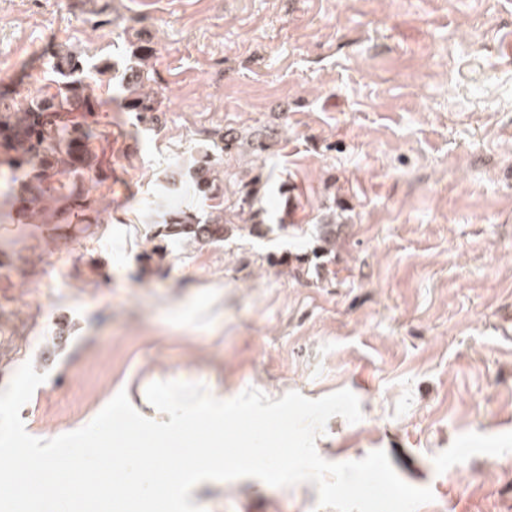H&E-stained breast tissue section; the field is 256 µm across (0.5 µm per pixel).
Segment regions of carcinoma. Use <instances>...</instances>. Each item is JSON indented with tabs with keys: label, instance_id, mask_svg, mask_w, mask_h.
Here are the masks:
<instances>
[{
	"label": "carcinoma",
	"instance_id": "cac0c4a2",
	"mask_svg": "<svg viewBox=\"0 0 512 512\" xmlns=\"http://www.w3.org/2000/svg\"><path fill=\"white\" fill-rule=\"evenodd\" d=\"M155 55L153 46L136 44L133 56L138 65L127 71V80L121 83L128 92L124 106L138 113L143 122L153 120L152 113L160 111L162 104L158 93L147 89L148 66ZM111 68L108 60L90 66L80 55L59 50L52 60L55 92L46 91L29 99L0 96V179L6 176L12 183L21 182L19 193L14 195L18 223H28L38 204L60 198L65 201L68 215L78 218L80 224L90 223L91 200L75 185L68 193H62L65 185L57 183L55 177L63 168L75 175L92 169L89 144L95 138V130L87 123L65 119L63 113L94 111L98 101L90 93L91 86ZM237 141L235 132L216 130L210 144L197 151L188 167L176 165L165 174V188L169 191L178 190L184 178H189L195 193L209 202L211 212L204 216L187 208L168 209L158 220L163 236L208 244L224 241L241 230L258 237L270 232L271 227L260 219V213L251 211L257 194L253 188L245 190L236 211L230 215L224 211V186L215 175L216 165L224 149ZM245 212L249 223H235L234 219ZM318 241L321 245L314 250L316 255H326L336 246L333 220L320 225Z\"/></svg>",
	"mask_w": 512,
	"mask_h": 512
}]
</instances>
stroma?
<instances>
[{"mask_svg": "<svg viewBox=\"0 0 512 512\" xmlns=\"http://www.w3.org/2000/svg\"><path fill=\"white\" fill-rule=\"evenodd\" d=\"M512 0H0V90L31 97L52 54L132 64L152 42L154 123L102 76L93 165L97 223H17L0 195V390L25 362L47 379L20 416L51 439L126 391L144 416L155 381L232 399L347 389L363 417H332L330 462L386 451L430 488L418 512H512V64L497 44ZM240 136L218 166L227 203L260 177L267 237L154 247L151 211L214 130ZM268 135L256 155L246 142ZM290 196H282L281 185ZM335 218L336 247L310 255ZM309 255L302 271L270 264ZM205 512H322L314 484L256 478L195 492Z\"/></svg>", "mask_w": 512, "mask_h": 512, "instance_id": "stroma-1", "label": "stroma"}]
</instances>
